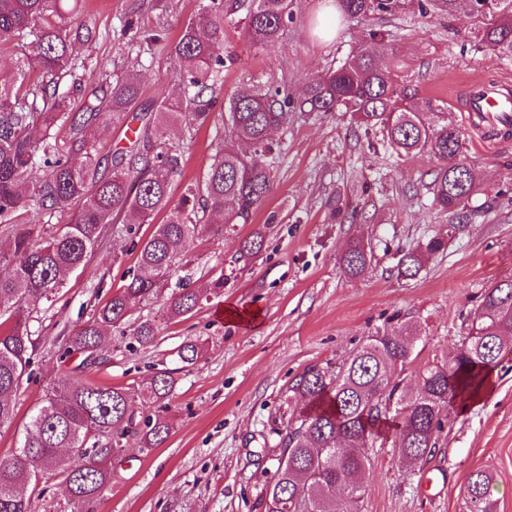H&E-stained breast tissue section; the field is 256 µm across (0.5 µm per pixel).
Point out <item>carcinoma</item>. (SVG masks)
<instances>
[{"label": "carcinoma", "instance_id": "carcinoma-1", "mask_svg": "<svg viewBox=\"0 0 512 512\" xmlns=\"http://www.w3.org/2000/svg\"><path fill=\"white\" fill-rule=\"evenodd\" d=\"M294 0H208L170 45L178 63V97L160 96L143 108L141 74L134 68L112 80L103 94L83 96L75 74V40L92 37L87 25L74 26L62 0H0V53L16 60L12 77H0V225L6 227L8 252L0 263L11 270L0 277V429L14 420L11 397L27 373L36 347L30 314L51 301L65 276L85 264L105 224L112 235L129 243L134 266L120 289L98 305L93 316L67 339L61 358L81 357L78 368L99 364L104 338L124 330L133 306L170 291L165 315L170 320L192 313L206 292L190 287L185 269L192 264L186 244L208 231L224 235L247 224L271 190L274 149L270 134L288 125L294 114L351 112L400 157L426 151L441 165L429 184L432 203L450 213L462 212L477 194L473 173L460 159L462 133L453 124L432 122L397 96L390 72L373 55L359 52L337 68L313 76L304 94L293 98L281 86H241L226 111L214 112L224 72V20L241 15L248 43L265 47L279 42L293 22ZM403 0H340L350 18L394 14ZM421 10L438 16L465 13L474 22L478 44L496 58L512 59V0H426ZM159 29L138 32L139 54L160 43ZM71 78L72 91L59 92ZM121 128L137 123L130 146L99 155L95 127L104 117ZM229 127L244 151L219 142L203 180L188 184L172 199L171 183L181 170L180 149L155 140L160 129L182 125ZM82 158L80 165L73 158ZM42 177L29 181L34 166ZM68 214L69 221L39 241L34 238L44 218ZM162 222L155 223L159 214ZM153 225L149 235L142 227ZM460 230L433 236L417 251L398 261L402 276H415L422 255L445 250L447 239ZM266 242L265 228L244 239L239 259L258 255ZM364 244L350 245L342 257L349 275L365 270ZM158 324L141 320L134 329L140 344L153 342ZM416 333L399 326L368 339L352 357L330 372L307 368L292 391L308 410L288 420L279 440L278 465L264 512H337L336 484L355 506L364 494L369 464L365 449L380 433L377 423L388 406L405 411L401 453L416 462L436 447L448 406L481 391L504 351L512 348V280L493 283L478 307L468 336L450 360L419 374L412 387L393 379L397 366L409 361ZM201 354L197 341L177 351L189 367ZM176 370L161 368L141 397L154 405L169 398ZM134 394L126 388L89 381L53 385L26 426L23 442L10 459H0V512H33L32 500L18 491L21 482L35 485L63 473L71 512H84L111 480L108 460L124 452L130 434L140 436L141 450L161 446L168 438L167 420L138 416ZM492 477L477 470L467 486L469 512H493Z\"/></svg>", "mask_w": 512, "mask_h": 512}]
</instances>
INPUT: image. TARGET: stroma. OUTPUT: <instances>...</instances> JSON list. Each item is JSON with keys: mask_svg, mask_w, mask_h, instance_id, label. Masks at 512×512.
Returning <instances> with one entry per match:
<instances>
[{"mask_svg": "<svg viewBox=\"0 0 512 512\" xmlns=\"http://www.w3.org/2000/svg\"><path fill=\"white\" fill-rule=\"evenodd\" d=\"M203 0H79L77 22L94 36L76 42L81 86L92 91L124 74L140 58L142 106L178 88L177 65L167 50L137 55L134 28H160L176 40ZM336 0H296L285 37L267 48L250 46L242 24H225L220 105L244 84L280 85L299 97L308 80L367 48L387 65L407 103L431 109L433 120L462 126L470 90L500 80L512 91V60L479 48L470 20L421 12L407 0L399 12L370 20L335 16ZM133 29H126V22ZM380 30L384 40H371ZM215 127L197 133H164L179 146L182 170L171 188L179 198L204 176L217 144ZM464 159L477 193L445 251L430 256L412 278L398 274L403 253L446 233L452 216L433 206L427 186L439 161L425 152L400 157L351 113H311L291 118L274 135L271 191L251 223L226 237L190 242L196 287L224 275V291L181 320L164 317L163 299L136 306L131 321L154 318L153 345L112 334L103 344L105 362L88 381L142 388L156 368L176 369L168 403L170 435L161 447L142 452L138 437L111 463L112 478L93 512H264L277 467V444L302 404L290 390L311 366L336 369L370 336L399 324L417 334L413 353L395 376L413 383L427 366L447 361L461 346L479 302L493 283L512 277V135L491 150L475 148L476 131L464 128ZM275 223H268L269 215ZM266 225L263 251L239 260L237 248L254 226ZM363 239L371 263L358 276L344 273L341 257ZM135 261L104 227L85 266L67 275L51 302L32 313L38 344L13 396L16 416L0 429V459L13 456L33 411L50 385L75 379L77 358L62 360L65 340L93 314L98 302L118 290ZM256 310L258 322L239 325L220 309ZM202 340L197 365L178 369L175 352L186 340ZM401 420L386 424L373 446L365 492L355 512H468L466 485L478 469L493 477L495 512H512V350L502 354L490 386L477 405L457 411L433 452L406 465L394 438ZM35 512H70L61 476L22 484Z\"/></svg>", "mask_w": 512, "mask_h": 512, "instance_id": "obj_1", "label": "stroma"}]
</instances>
